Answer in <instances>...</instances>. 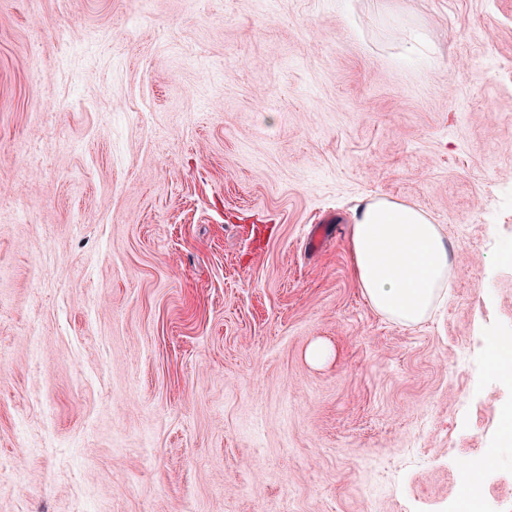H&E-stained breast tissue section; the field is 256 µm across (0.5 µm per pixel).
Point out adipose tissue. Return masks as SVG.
Segmentation results:
<instances>
[{"mask_svg":"<svg viewBox=\"0 0 512 512\" xmlns=\"http://www.w3.org/2000/svg\"><path fill=\"white\" fill-rule=\"evenodd\" d=\"M349 248L363 295L398 324L423 322L448 294L452 254L439 225L421 210L386 198L362 202Z\"/></svg>","mask_w":512,"mask_h":512,"instance_id":"1","label":"adipose tissue"}]
</instances>
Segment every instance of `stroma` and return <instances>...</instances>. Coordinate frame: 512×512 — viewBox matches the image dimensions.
I'll return each mask as SVG.
<instances>
[{
    "mask_svg": "<svg viewBox=\"0 0 512 512\" xmlns=\"http://www.w3.org/2000/svg\"><path fill=\"white\" fill-rule=\"evenodd\" d=\"M371 197L455 256L421 324ZM510 249L512 0H0V512H448L484 448L512 505ZM349 248L359 288L380 315L403 326L423 322L448 294L453 258L430 216L386 198L354 209Z\"/></svg>",
    "mask_w": 512,
    "mask_h": 512,
    "instance_id": "obj_1",
    "label": "stroma"
}]
</instances>
